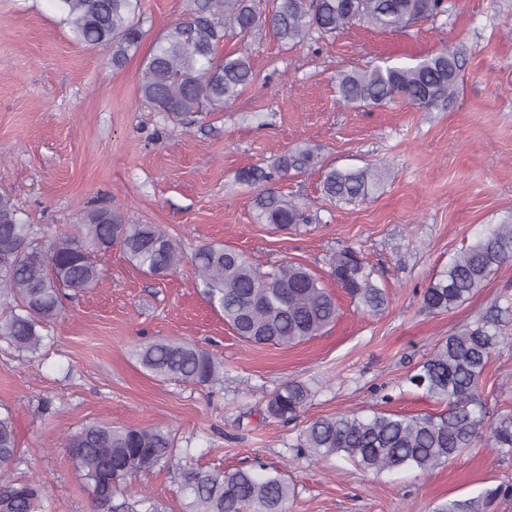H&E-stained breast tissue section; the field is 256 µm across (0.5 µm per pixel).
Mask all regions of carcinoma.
Listing matches in <instances>:
<instances>
[{"mask_svg":"<svg viewBox=\"0 0 512 512\" xmlns=\"http://www.w3.org/2000/svg\"><path fill=\"white\" fill-rule=\"evenodd\" d=\"M75 42L102 46L112 65L122 67L144 37L141 0H53ZM189 16L157 42L142 71V99L157 111L188 119L209 109L222 110L254 80L247 52L222 54L224 40L268 29L284 43H301L359 24L400 30L449 11L448 0H273L257 10L253 0H193ZM459 63L446 50L412 66L376 65L343 71L337 80L340 100L374 107L404 99L421 107L451 102L459 93ZM314 160L305 148L280 157L269 169L249 168L239 180L259 185L255 217L276 229L295 228L307 217L301 206L276 190V181ZM378 181L369 169H330L323 192L335 201L366 198ZM14 199L0 194V295L11 299L9 316L0 319V338L17 351L34 354L42 330L60 317L66 301L95 287L102 272L97 253L118 242L129 261L151 276H165L183 255L175 238L156 224H130L110 207L80 214L72 233L38 236L19 217ZM512 260V221L488 224L474 242L453 256L421 293V307L448 312L464 303L503 263ZM208 304L245 342L297 345L321 336L335 324L334 294L308 267L284 261L265 272L243 252L224 243H208L191 258ZM330 275L365 314L379 315L388 305L385 288L359 252L348 248L331 255ZM512 308L494 306L457 332L441 339L409 376L408 382L446 404L440 414L404 415L373 410L343 412L311 422L300 447L318 457L341 455L374 473L416 469L427 473L452 462L484 439L495 448L512 449V415L488 422L478 386L503 344L500 316ZM145 370L157 378H176L197 386L220 380L222 363L211 352L187 342L155 340L138 352ZM311 390L289 381L267 399L269 416L297 418ZM65 447L76 472L92 491L95 512H129L123 484L172 459L170 440L156 428L115 427L101 422L67 437ZM18 460L11 414L0 415V512H41L44 484L15 480ZM112 470V486L98 491L100 475ZM181 490L187 512H286L293 490L281 473L235 470L224 473L184 467ZM512 495L511 484L484 489L475 497L452 499L434 512H487L497 499Z\"/></svg>","mask_w":512,"mask_h":512,"instance_id":"carcinoma-1","label":"carcinoma"}]
</instances>
